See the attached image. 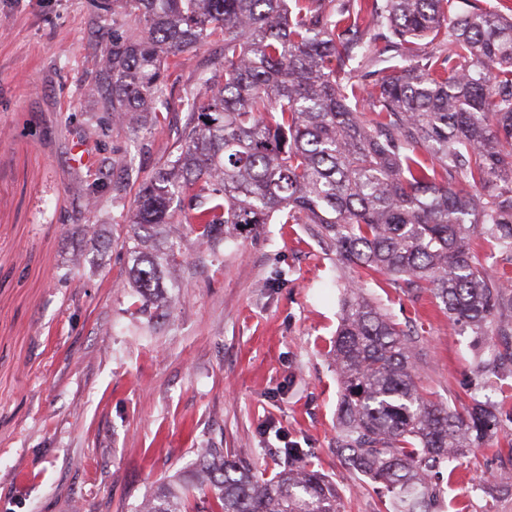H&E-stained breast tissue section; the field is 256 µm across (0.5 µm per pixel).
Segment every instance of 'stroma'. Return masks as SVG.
I'll return each mask as SVG.
<instances>
[{
  "label": "stroma",
  "instance_id": "stroma-1",
  "mask_svg": "<svg viewBox=\"0 0 512 512\" xmlns=\"http://www.w3.org/2000/svg\"><path fill=\"white\" fill-rule=\"evenodd\" d=\"M111 39L98 0H0V512H134L200 449L264 479L291 444L336 483L343 512H379L373 483L336 454L330 349L348 272L310 225L245 229L215 249L174 227L180 263L158 304L128 288L139 182L185 123L197 65L222 55L211 42L170 67L167 109L134 133L102 123ZM94 183L106 189L89 214ZM84 255L97 264L72 271ZM370 293L422 340L418 384L457 406L475 380L473 336L430 295L385 279ZM454 468L444 512H512V491L487 489L512 451L491 442Z\"/></svg>",
  "mask_w": 512,
  "mask_h": 512
}]
</instances>
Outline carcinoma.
I'll return each mask as SVG.
<instances>
[{
    "mask_svg": "<svg viewBox=\"0 0 512 512\" xmlns=\"http://www.w3.org/2000/svg\"><path fill=\"white\" fill-rule=\"evenodd\" d=\"M101 80L107 118H156L164 66L222 43L176 146L142 181L125 239L132 287L158 295L176 261L173 224L217 247L239 227L311 224L343 285L331 350L341 393L336 451L381 484L393 512H438L440 465L502 429L500 405L463 411L415 383L421 340L367 291L378 275L480 338L477 376L512 372V275L475 259L481 236L512 254V14L477 0H112ZM435 45L422 49L421 41ZM287 449L269 480L204 448L137 512H341L336 484Z\"/></svg>",
    "mask_w": 512,
    "mask_h": 512,
    "instance_id": "cac0c4a2",
    "label": "carcinoma"
}]
</instances>
